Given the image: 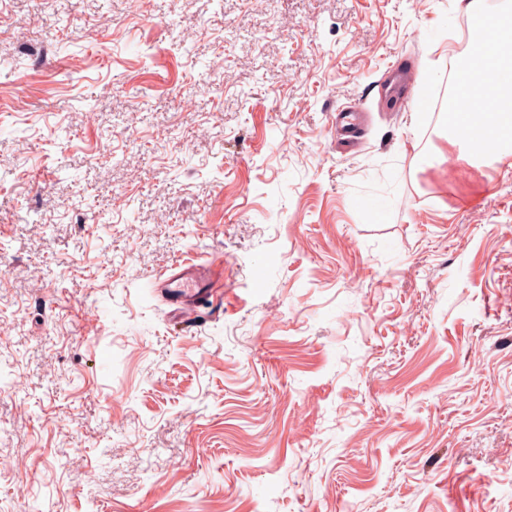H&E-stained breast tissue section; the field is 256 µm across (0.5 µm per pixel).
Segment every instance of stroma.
<instances>
[{
	"label": "stroma",
	"instance_id": "1",
	"mask_svg": "<svg viewBox=\"0 0 512 512\" xmlns=\"http://www.w3.org/2000/svg\"><path fill=\"white\" fill-rule=\"evenodd\" d=\"M451 2L0 0V512H512V166L446 140ZM212 263H178L154 279L155 288L165 290L173 312L184 321L199 316V309L210 300Z\"/></svg>",
	"mask_w": 512,
	"mask_h": 512
}]
</instances>
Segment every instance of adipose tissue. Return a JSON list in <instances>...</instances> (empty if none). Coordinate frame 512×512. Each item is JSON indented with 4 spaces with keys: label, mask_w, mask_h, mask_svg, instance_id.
Segmentation results:
<instances>
[{
    "label": "adipose tissue",
    "mask_w": 512,
    "mask_h": 512,
    "mask_svg": "<svg viewBox=\"0 0 512 512\" xmlns=\"http://www.w3.org/2000/svg\"><path fill=\"white\" fill-rule=\"evenodd\" d=\"M456 10L474 17L477 28L454 83L449 110L450 141L478 138L498 145L495 159L512 155V9L488 12L484 0H455Z\"/></svg>",
    "instance_id": "obj_1"
}]
</instances>
